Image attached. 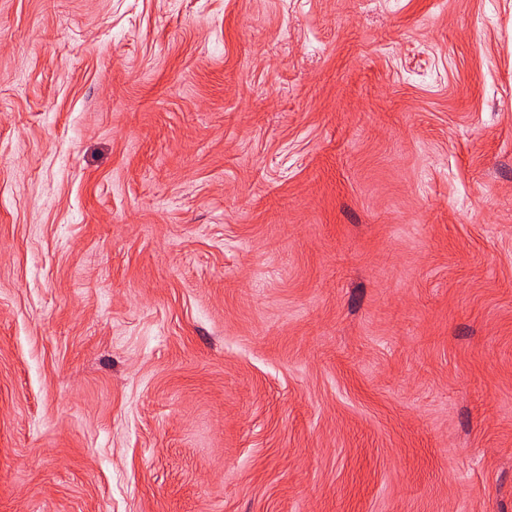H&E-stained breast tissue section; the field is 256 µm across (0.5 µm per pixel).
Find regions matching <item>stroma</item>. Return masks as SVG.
Returning <instances> with one entry per match:
<instances>
[{"instance_id":"obj_1","label":"stroma","mask_w":512,"mask_h":512,"mask_svg":"<svg viewBox=\"0 0 512 512\" xmlns=\"http://www.w3.org/2000/svg\"><path fill=\"white\" fill-rule=\"evenodd\" d=\"M0 512H512V0H0Z\"/></svg>"}]
</instances>
